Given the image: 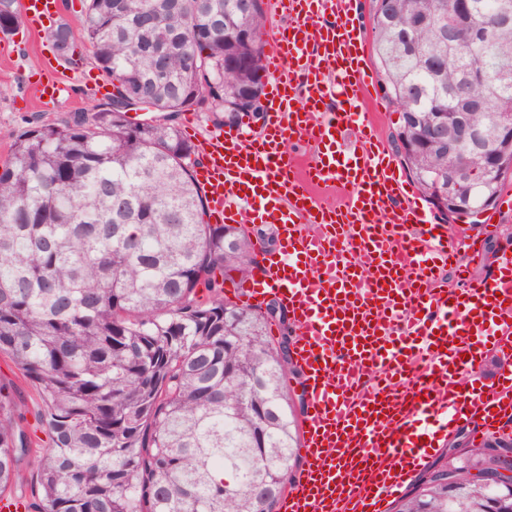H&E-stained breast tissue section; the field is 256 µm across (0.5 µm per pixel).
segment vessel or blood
Listing matches in <instances>:
<instances>
[{
    "mask_svg": "<svg viewBox=\"0 0 512 512\" xmlns=\"http://www.w3.org/2000/svg\"><path fill=\"white\" fill-rule=\"evenodd\" d=\"M59 5L23 0V13L37 26ZM270 13L264 129L203 139L195 177L214 223L273 224L281 236L235 291L252 307L278 300L297 327L304 464L277 512H386L443 437L512 420V250L491 280L471 279L375 138L353 0H270ZM350 125L360 138L347 151L338 137ZM302 141L313 153L300 166L288 149ZM336 181L349 188L340 205L317 193ZM441 262L458 287H437ZM490 351L505 360L497 377L457 391Z\"/></svg>",
    "mask_w": 512,
    "mask_h": 512,
    "instance_id": "vessel-or-blood-1",
    "label": "vessel or blood"
}]
</instances>
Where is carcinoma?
Masks as SVG:
<instances>
[{
  "instance_id": "1",
  "label": "carcinoma",
  "mask_w": 512,
  "mask_h": 512,
  "mask_svg": "<svg viewBox=\"0 0 512 512\" xmlns=\"http://www.w3.org/2000/svg\"><path fill=\"white\" fill-rule=\"evenodd\" d=\"M0 0V33L22 13ZM382 89L414 102L419 123L394 134L414 156L409 175L441 181L448 153L434 150V112L453 111L446 90L512 105V23L488 42H471L436 72L435 29L448 0H372ZM221 12L223 34L196 31ZM263 0H164L149 31L132 28L117 0H86L79 33L66 22L49 32L64 61L77 40L112 93L55 123L12 135L0 163V357L36 387L38 447L19 427L25 403L0 383V499L22 466L39 494L24 512H275L298 453L297 413L288 396L290 327L270 310L224 299L225 273L252 275L246 231L205 220L193 176L196 146L177 119L194 112L207 86V119L238 125L264 89V43L240 33L266 29ZM183 45L165 59L170 79L151 78L154 49ZM151 98L167 117L131 129L107 106L118 93ZM283 328L279 341L271 327ZM482 473L512 461L482 443L471 448ZM235 475L233 485L222 475ZM427 469L393 512H512V489Z\"/></svg>"
}]
</instances>
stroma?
Segmentation results:
<instances>
[{
    "mask_svg": "<svg viewBox=\"0 0 512 512\" xmlns=\"http://www.w3.org/2000/svg\"><path fill=\"white\" fill-rule=\"evenodd\" d=\"M359 10L367 44L366 69L372 77L369 92L374 99L373 129L376 137L392 152L396 149L392 135L399 124V112L397 106L385 98L381 88L382 76L372 50L371 0H360ZM54 74L68 80L69 93L54 99L39 95L38 86L47 83ZM100 81L99 72L91 62L76 67L66 65L56 59L44 28L34 29L27 23H20L12 35L0 39V161L9 154L11 133L24 127L28 119L35 117L51 123L68 112L87 107ZM447 234L449 244L469 263L472 278L487 280L497 268L499 251L505 244H512V210L495 204L483 211L476 224L468 227L464 234H457L452 228Z\"/></svg>",
    "mask_w": 512,
    "mask_h": 512,
    "instance_id": "stroma-1",
    "label": "stroma"
}]
</instances>
